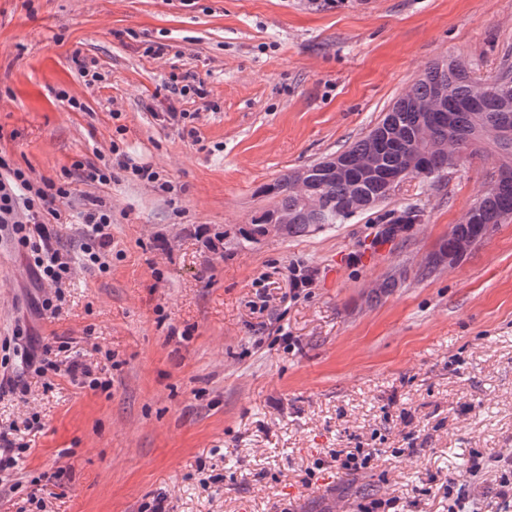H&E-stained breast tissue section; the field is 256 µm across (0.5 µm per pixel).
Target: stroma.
Here are the masks:
<instances>
[{
	"mask_svg": "<svg viewBox=\"0 0 512 512\" xmlns=\"http://www.w3.org/2000/svg\"><path fill=\"white\" fill-rule=\"evenodd\" d=\"M76 55L105 81L86 86ZM508 57L512 0H0V152L70 180L57 231L74 267L60 313L39 309L0 236V430L28 446L0 512H28L37 486L44 512L161 496L168 512H357L369 495L448 512L443 489L476 451L475 512H512L497 494L512 459V219L425 270L493 160L404 181L344 224L237 244L263 185L366 135L428 63L488 82ZM181 75L204 95L171 93ZM171 106L196 137L164 122ZM115 146L170 191L122 170L84 182L79 164ZM92 202L112 211L106 273L80 252ZM410 206L420 223L388 233ZM296 265L317 272L299 298ZM47 344L111 389L36 373L28 357ZM357 446L382 449L377 468L327 463Z\"/></svg>",
	"mask_w": 512,
	"mask_h": 512,
	"instance_id": "stroma-1",
	"label": "stroma"
}]
</instances>
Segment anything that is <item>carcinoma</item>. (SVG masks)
<instances>
[{
	"instance_id": "carcinoma-1",
	"label": "carcinoma",
	"mask_w": 512,
	"mask_h": 512,
	"mask_svg": "<svg viewBox=\"0 0 512 512\" xmlns=\"http://www.w3.org/2000/svg\"><path fill=\"white\" fill-rule=\"evenodd\" d=\"M512 79L504 64L495 81L484 85L476 106L469 105L479 81L455 61L433 63L364 137L345 149L267 185L270 205L239 230L244 246L263 234L265 224H284L289 236L303 235L332 224H344L355 213L386 200L396 188L390 176L412 168L424 181L455 169L454 157H491L498 163L493 185L480 192L470 207L478 222L457 224L436 254L454 251V236L481 241L495 225L512 217V99L495 93V82ZM344 174L336 173V169Z\"/></svg>"
}]
</instances>
